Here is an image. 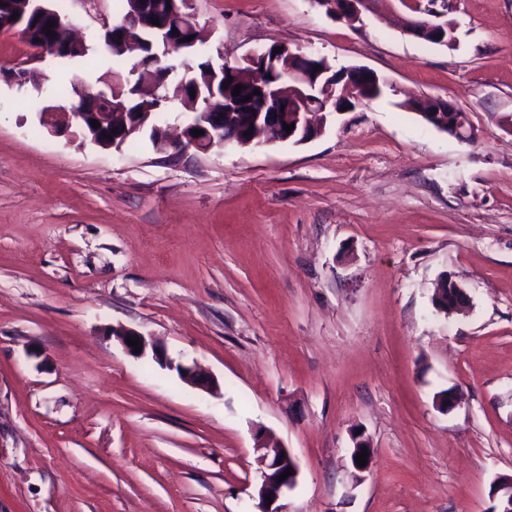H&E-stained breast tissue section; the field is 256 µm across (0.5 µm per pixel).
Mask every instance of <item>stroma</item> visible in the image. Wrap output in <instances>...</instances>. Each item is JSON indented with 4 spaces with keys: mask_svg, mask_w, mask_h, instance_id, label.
<instances>
[{
    "mask_svg": "<svg viewBox=\"0 0 512 512\" xmlns=\"http://www.w3.org/2000/svg\"><path fill=\"white\" fill-rule=\"evenodd\" d=\"M58 3L85 55L0 31V512H256L261 430L300 464L286 512H489L512 475V0H447L449 46L405 33L400 5L351 24L317 0H191L214 64L285 44L391 88L302 144L174 157L41 125L59 74L99 88L121 15ZM410 96L462 108L475 140ZM444 276L466 314L433 305ZM112 336H116L119 341L122 343L124 348L133 356L137 358H141L146 355L147 349L150 347L152 350V358L160 363L161 365H165V367L178 371V375L184 380L190 382L194 386L198 387L201 390L205 391H213L216 387L214 380L210 376H206L200 373L196 367L186 366L181 363L174 365V362L167 358L164 351H159L157 346L147 340V338L141 335L139 332L127 328H112ZM133 336L135 339H139L141 342V351L138 354H135V349L132 346H129L127 343V337Z\"/></svg>",
    "mask_w": 512,
    "mask_h": 512,
    "instance_id": "1",
    "label": "stroma"
}]
</instances>
